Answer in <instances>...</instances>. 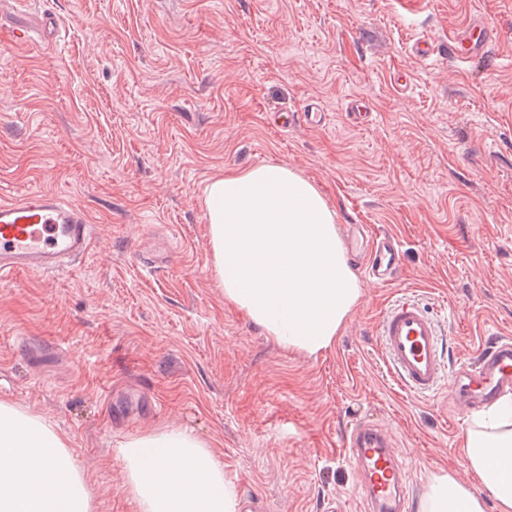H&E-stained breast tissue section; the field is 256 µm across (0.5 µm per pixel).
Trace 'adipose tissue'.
Listing matches in <instances>:
<instances>
[{
    "label": "adipose tissue",
    "mask_w": 512,
    "mask_h": 512,
    "mask_svg": "<svg viewBox=\"0 0 512 512\" xmlns=\"http://www.w3.org/2000/svg\"><path fill=\"white\" fill-rule=\"evenodd\" d=\"M212 271L225 303L286 349L330 348L363 297L339 226L312 181L281 164L224 173L205 198ZM462 453L512 512V398L472 423ZM124 491L136 512H238L234 484L210 445L164 426L118 447ZM86 473L67 436L19 405L0 401V512H94ZM422 512H485L451 474L434 476Z\"/></svg>",
    "instance_id": "obj_1"
}]
</instances>
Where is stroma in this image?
<instances>
[{
    "mask_svg": "<svg viewBox=\"0 0 512 512\" xmlns=\"http://www.w3.org/2000/svg\"><path fill=\"white\" fill-rule=\"evenodd\" d=\"M59 19L43 46L0 48V198L83 206L80 264L0 279V400L66 434L95 512H135L117 448L175 425L224 461L260 512H365L341 451L389 430L415 503L445 472L483 498L461 439L474 412L404 392L377 335L397 299L438 318L460 363L512 336V0H29ZM472 14L497 32L469 65L448 35ZM421 37L430 60L412 52ZM369 102L351 123L348 96ZM316 104L328 121L269 128ZM277 163L311 180L336 222L402 243L401 270L315 357L279 346L211 274L205 189Z\"/></svg>",
    "mask_w": 512,
    "mask_h": 512,
    "instance_id": "obj_1",
    "label": "stroma"
}]
</instances>
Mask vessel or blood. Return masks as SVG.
Listing matches in <instances>:
<instances>
[{"mask_svg": "<svg viewBox=\"0 0 512 512\" xmlns=\"http://www.w3.org/2000/svg\"><path fill=\"white\" fill-rule=\"evenodd\" d=\"M55 28L54 15L47 13L36 29L0 22V37L33 47ZM492 38V28L475 15L453 32L448 44L453 57L466 63L483 54ZM92 242L93 226L85 210L54 193L31 191L0 200V279L18 272L56 274L81 259ZM401 261L397 238L383 232L372 239L364 266L369 276L386 282ZM378 335L392 376L411 395L426 396L444 386L452 404L471 410L512 391L511 337H494L473 362L451 366L437 320L409 296L385 311ZM342 451L359 468L368 512H410L404 468L384 430L359 425L346 435Z\"/></svg>", "mask_w": 512, "mask_h": 512, "instance_id": "1", "label": "vessel or blood"}]
</instances>
